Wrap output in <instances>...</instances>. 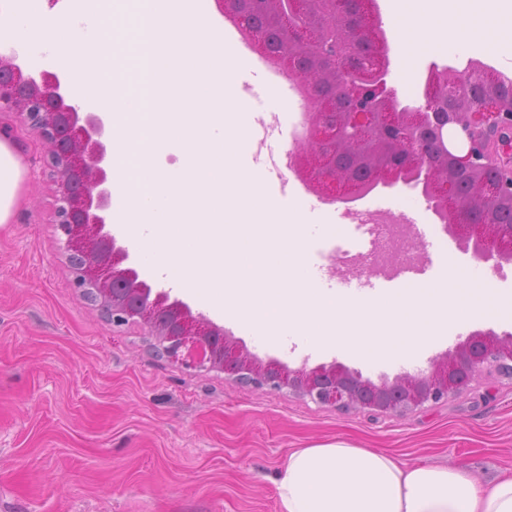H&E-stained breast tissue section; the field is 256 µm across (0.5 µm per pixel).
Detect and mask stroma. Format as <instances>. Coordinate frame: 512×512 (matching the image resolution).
<instances>
[{"instance_id":"1","label":"stroma","mask_w":512,"mask_h":512,"mask_svg":"<svg viewBox=\"0 0 512 512\" xmlns=\"http://www.w3.org/2000/svg\"><path fill=\"white\" fill-rule=\"evenodd\" d=\"M377 5L390 43L389 81L403 103L422 101L430 64L460 70L477 59L504 67L472 42L462 55L442 46L416 50L403 69L396 41L412 12L393 13L390 0ZM233 89L254 120L283 115L287 148L297 151L287 116L299 113V101L280 99L277 86H264L248 68L238 71ZM0 137L17 144L25 169L16 211L0 226V512H279L273 479L289 452L336 441L382 448L408 464L462 459L484 481L512 469V383L504 379L480 378L446 403L402 416L343 414L156 355L140 325H113L76 288L54 224L58 178L37 134L0 112ZM407 200L417 223L432 225L444 246L428 279L451 264L474 274L470 255L446 235L420 191H379L363 204L398 211ZM307 218L338 227L313 248V267L328 288L346 273L329 251L358 252L369 237L338 203L322 202ZM206 312L263 359L292 367L336 361L374 381L403 370L335 350L262 346L223 312ZM486 329L512 332V319L466 324L405 370L427 369L470 332Z\"/></svg>"}]
</instances>
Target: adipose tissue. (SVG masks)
Segmentation results:
<instances>
[{
  "mask_svg": "<svg viewBox=\"0 0 512 512\" xmlns=\"http://www.w3.org/2000/svg\"><path fill=\"white\" fill-rule=\"evenodd\" d=\"M434 0H416L402 49L439 43L449 53L478 41L495 56L512 58V9L490 0L470 14L455 0L442 20ZM24 178L11 141L0 139V225L10 223ZM280 512H512V471L481 482L462 462H400L381 448L343 442L292 449L275 481Z\"/></svg>",
  "mask_w": 512,
  "mask_h": 512,
  "instance_id": "1",
  "label": "adipose tissue"
}]
</instances>
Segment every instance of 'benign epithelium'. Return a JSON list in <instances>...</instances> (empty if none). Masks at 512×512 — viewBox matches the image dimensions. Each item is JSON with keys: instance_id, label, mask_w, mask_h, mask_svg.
Here are the masks:
<instances>
[{"instance_id": "benign-epithelium-1", "label": "benign epithelium", "mask_w": 512, "mask_h": 512, "mask_svg": "<svg viewBox=\"0 0 512 512\" xmlns=\"http://www.w3.org/2000/svg\"><path fill=\"white\" fill-rule=\"evenodd\" d=\"M353 5L350 38L362 41L367 49L358 59L347 51L334 58L337 69L352 74L343 88L350 112L343 123L330 112L306 113V131L300 137L304 150L296 158V171L303 174L310 191L343 204L380 186L417 188L419 172L428 185L432 209L463 251L478 262L495 261L496 269L512 264V225L482 221L474 201L459 197L452 180L433 174L426 153L429 149L465 170L473 168L475 155H481L495 179L480 183L479 194L486 200H512V81L495 77L493 69L471 59L463 70L454 71L456 79L448 87L435 79L437 68L432 66L426 95L480 100L483 107L464 122L452 112L426 106L409 109L388 84L389 64L382 52L387 37L374 28L379 23L375 0H353ZM275 24L287 39L322 48V35L290 26L288 11L278 10ZM17 59L16 52L0 54V111L21 117L44 142L48 164L59 176L55 224L63 235L62 249L68 253L75 285L103 307L112 323L143 325L158 351L188 370L222 372L246 385L286 390L341 412L404 415L448 401L469 389L482 373L512 381V334L493 331L471 334L434 359L426 372H405L377 383L337 363L309 369L259 359L206 315L192 313L183 301L172 300L168 292L155 291L139 279L127 264L128 250L117 244L107 224L112 176L104 120L81 109L58 74L26 71ZM379 130L403 144L404 164L380 167L362 189L339 178L334 163L338 142H356L364 132Z\"/></svg>"}]
</instances>
